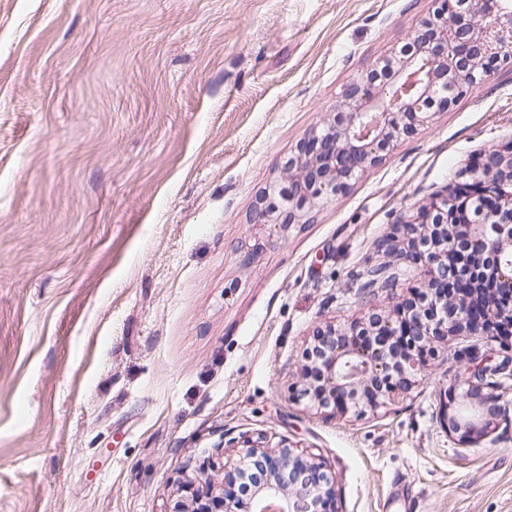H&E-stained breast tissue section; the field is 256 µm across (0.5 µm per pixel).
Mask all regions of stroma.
I'll return each instance as SVG.
<instances>
[{
  "instance_id": "obj_1",
  "label": "stroma",
  "mask_w": 512,
  "mask_h": 512,
  "mask_svg": "<svg viewBox=\"0 0 512 512\" xmlns=\"http://www.w3.org/2000/svg\"><path fill=\"white\" fill-rule=\"evenodd\" d=\"M436 0H0V512H173L229 439L319 458L339 512H512V388L468 442L467 338L376 411L290 397L317 328L479 153L512 71L302 224L250 218L297 142Z\"/></svg>"
}]
</instances>
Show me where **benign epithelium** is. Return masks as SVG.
Wrapping results in <instances>:
<instances>
[{
  "label": "benign epithelium",
  "mask_w": 512,
  "mask_h": 512,
  "mask_svg": "<svg viewBox=\"0 0 512 512\" xmlns=\"http://www.w3.org/2000/svg\"><path fill=\"white\" fill-rule=\"evenodd\" d=\"M497 57L498 68H512V0H438L435 11L419 25L400 51L376 58L366 74L353 82L321 129L297 143L285 163L288 191L273 184L267 194H288L284 217L267 205L255 212L253 224H301L306 207L329 202L350 181L380 160L381 152L430 121L436 109L449 108L460 96L490 75L484 63ZM469 192L448 189L445 197L420 208L403 222L407 247L395 238L377 244L403 263L423 267L421 291L433 295L432 311H416L394 327L404 302L398 285L364 289L361 303L385 296L396 302L394 315L370 316L348 328L328 325L306 348L292 399L329 414L377 408L383 399L410 387L425 368L435 346L456 335H492L498 323L512 322V148L481 154L470 165ZM491 275L496 293L482 302L469 296L473 286L459 274ZM469 361L472 370L455 388L462 403L482 396L478 418H448V429L467 442L505 413L500 398L487 389L491 380L512 374V359L481 354ZM245 453L224 469L222 512H238L234 475L265 470L266 481L250 499V512H338L336 492L323 462L303 461L287 446L254 445L245 436Z\"/></svg>",
  "instance_id": "7a95c632"
}]
</instances>
